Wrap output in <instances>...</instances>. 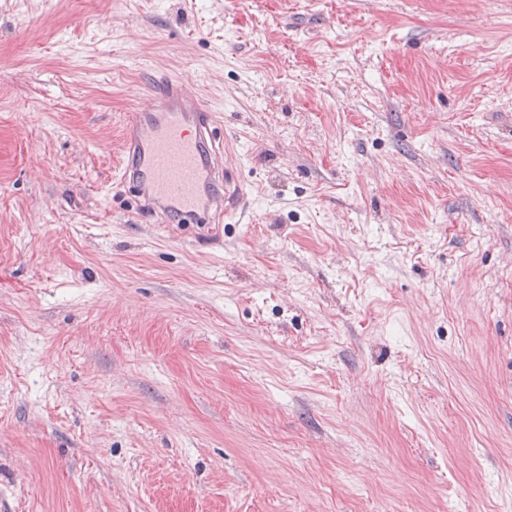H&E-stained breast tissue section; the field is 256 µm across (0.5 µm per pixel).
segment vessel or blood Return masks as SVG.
Wrapping results in <instances>:
<instances>
[{
    "label": "vessel or blood",
    "instance_id": "vessel-or-blood-1",
    "mask_svg": "<svg viewBox=\"0 0 512 512\" xmlns=\"http://www.w3.org/2000/svg\"><path fill=\"white\" fill-rule=\"evenodd\" d=\"M222 123L186 77H164L123 128L115 187L133 193L157 224H232L242 183L224 156Z\"/></svg>",
    "mask_w": 512,
    "mask_h": 512
}]
</instances>
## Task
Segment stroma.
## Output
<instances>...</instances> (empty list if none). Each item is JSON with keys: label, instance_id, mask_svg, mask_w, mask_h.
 <instances>
[{"label": "stroma", "instance_id": "obj_1", "mask_svg": "<svg viewBox=\"0 0 512 512\" xmlns=\"http://www.w3.org/2000/svg\"><path fill=\"white\" fill-rule=\"evenodd\" d=\"M158 69L223 242L112 185ZM0 512H512V0H0Z\"/></svg>", "mask_w": 512, "mask_h": 512}]
</instances>
